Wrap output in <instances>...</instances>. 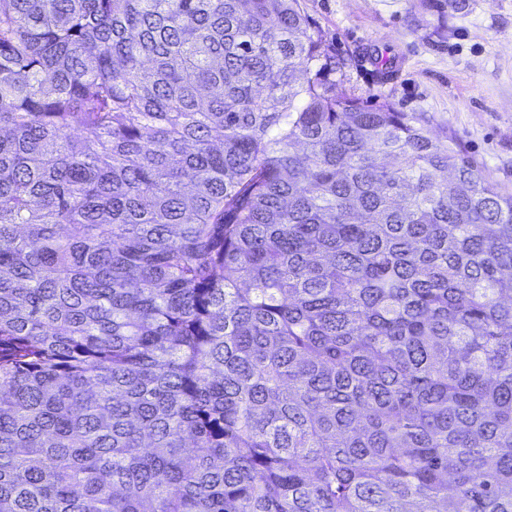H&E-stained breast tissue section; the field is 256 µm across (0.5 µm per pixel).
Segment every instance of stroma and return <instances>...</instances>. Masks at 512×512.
I'll list each match as a JSON object with an SVG mask.
<instances>
[{"label":"stroma","mask_w":512,"mask_h":512,"mask_svg":"<svg viewBox=\"0 0 512 512\" xmlns=\"http://www.w3.org/2000/svg\"><path fill=\"white\" fill-rule=\"evenodd\" d=\"M345 66L337 92L410 112L512 194V0H303ZM395 68L377 76L376 52Z\"/></svg>","instance_id":"35a3bbf8"}]
</instances>
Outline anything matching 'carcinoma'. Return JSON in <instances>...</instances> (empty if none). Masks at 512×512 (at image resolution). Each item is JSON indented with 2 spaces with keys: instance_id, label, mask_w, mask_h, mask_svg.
<instances>
[{
  "instance_id": "1",
  "label": "carcinoma",
  "mask_w": 512,
  "mask_h": 512,
  "mask_svg": "<svg viewBox=\"0 0 512 512\" xmlns=\"http://www.w3.org/2000/svg\"><path fill=\"white\" fill-rule=\"evenodd\" d=\"M301 2L0 0V512H512V195Z\"/></svg>"
}]
</instances>
